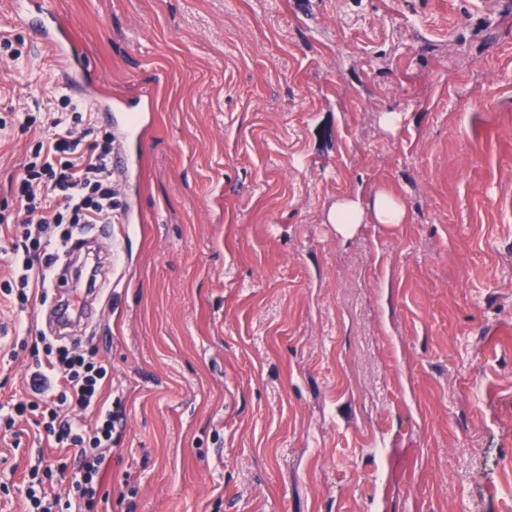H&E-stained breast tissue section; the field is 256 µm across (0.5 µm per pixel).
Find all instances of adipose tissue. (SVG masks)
<instances>
[{"label": "adipose tissue", "mask_w": 512, "mask_h": 512, "mask_svg": "<svg viewBox=\"0 0 512 512\" xmlns=\"http://www.w3.org/2000/svg\"><path fill=\"white\" fill-rule=\"evenodd\" d=\"M329 223L335 224L336 231L343 237L353 236L360 224L397 225L405 223L406 209L399 197L380 190L371 202H362L360 197L346 196L339 199L327 214Z\"/></svg>", "instance_id": "obj_1"}]
</instances>
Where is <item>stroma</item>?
<instances>
[{"instance_id":"35a3bbf8","label":"stroma","mask_w":512,"mask_h":512,"mask_svg":"<svg viewBox=\"0 0 512 512\" xmlns=\"http://www.w3.org/2000/svg\"><path fill=\"white\" fill-rule=\"evenodd\" d=\"M150 97L114 177L96 315L112 364L101 512H512V0H49ZM0 114L64 87L0 0ZM398 114L387 124L385 114ZM33 139L0 132V216ZM405 223L343 238L350 194ZM0 311V398L29 392ZM0 431V480L62 449ZM330 224H336V232L343 237L353 236L360 224L370 221L374 224L397 225L406 222V209L399 197L380 190L365 206L360 196H345L327 214Z\"/></svg>"}]
</instances>
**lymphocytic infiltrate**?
<instances>
[{"label":"lymphocytic infiltrate","instance_id":"lymphocytic-infiltrate-1","mask_svg":"<svg viewBox=\"0 0 512 512\" xmlns=\"http://www.w3.org/2000/svg\"><path fill=\"white\" fill-rule=\"evenodd\" d=\"M20 131L38 130L31 153L13 180L22 218L13 229L6 254L12 275L0 282V299L26 311L35 291L52 283L58 250L71 247L82 224L112 221V138L94 137L91 117L81 104L60 96L57 116L42 127L32 110L14 115ZM13 346L27 352L33 372L31 397L0 402V429L9 431L25 419L46 439L75 451L74 458L37 460L21 491L31 512H97L105 452L114 441L115 415L104 399L110 364L98 350L69 348L48 337L30 339L16 332ZM94 412V428L80 416ZM69 474L66 496L48 495L54 475Z\"/></svg>","mask_w":512,"mask_h":512}]
</instances>
